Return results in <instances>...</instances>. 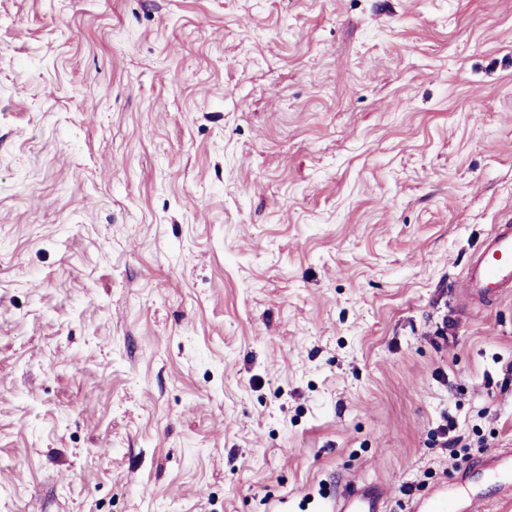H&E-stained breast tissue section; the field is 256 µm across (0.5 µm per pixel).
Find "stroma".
Instances as JSON below:
<instances>
[{
    "label": "stroma",
    "mask_w": 512,
    "mask_h": 512,
    "mask_svg": "<svg viewBox=\"0 0 512 512\" xmlns=\"http://www.w3.org/2000/svg\"><path fill=\"white\" fill-rule=\"evenodd\" d=\"M508 219L512 0H0V512H512ZM512 290V225L494 227L485 247L466 269L458 292L488 303ZM485 468L499 481L508 483L512 479V453H491L484 461ZM384 490L370 482L348 481L343 491L333 496L324 512H384ZM417 512H458L463 509L460 501L454 500L448 488H438L432 495L416 505Z\"/></svg>",
    "instance_id": "35a3bbf8"
}]
</instances>
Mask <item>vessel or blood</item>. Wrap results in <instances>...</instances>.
<instances>
[{"mask_svg": "<svg viewBox=\"0 0 512 512\" xmlns=\"http://www.w3.org/2000/svg\"><path fill=\"white\" fill-rule=\"evenodd\" d=\"M512 291V225H496L483 250L466 269L459 292L474 301L488 303ZM485 468L499 481H512V453H492ZM384 490L370 482H347L343 491L333 496L324 512H384ZM462 504L447 489H437L419 502L417 512H460Z\"/></svg>", "mask_w": 512, "mask_h": 512, "instance_id": "obj_1", "label": "vessel or blood"}]
</instances>
